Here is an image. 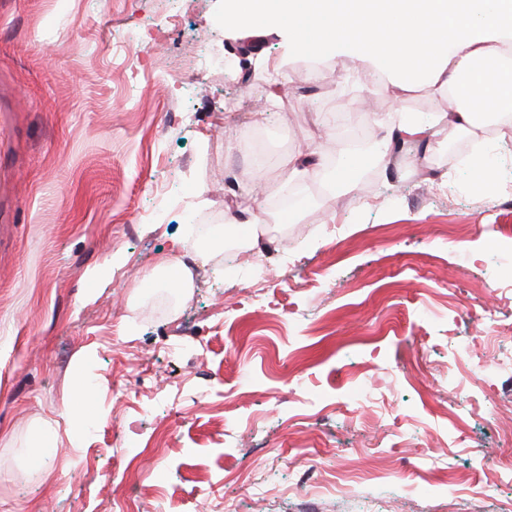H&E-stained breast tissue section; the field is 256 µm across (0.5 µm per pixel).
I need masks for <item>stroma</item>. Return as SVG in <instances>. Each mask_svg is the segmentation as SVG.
<instances>
[{"label": "stroma", "instance_id": "1", "mask_svg": "<svg viewBox=\"0 0 512 512\" xmlns=\"http://www.w3.org/2000/svg\"><path fill=\"white\" fill-rule=\"evenodd\" d=\"M223 16L0 0V512H512V145L446 128L404 145L416 166L354 159L347 192L313 173L231 269L199 258L188 213L249 233L224 222L250 206L228 176H261L268 203L298 150L352 124L377 139V111L449 108L348 57L310 79L278 28ZM239 48L287 70L280 97L226 66ZM256 133L271 165L225 158ZM475 141L484 194L448 155ZM166 255L187 297L156 279ZM84 402L93 420L64 417Z\"/></svg>", "mask_w": 512, "mask_h": 512}]
</instances>
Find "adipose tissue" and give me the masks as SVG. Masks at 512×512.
Listing matches in <instances>:
<instances>
[{
	"label": "adipose tissue",
	"instance_id": "ef3b65f1",
	"mask_svg": "<svg viewBox=\"0 0 512 512\" xmlns=\"http://www.w3.org/2000/svg\"><path fill=\"white\" fill-rule=\"evenodd\" d=\"M298 10L312 31L291 25L285 32L307 54L370 61L383 84L466 92L439 123L400 113L381 121L373 162L387 163L402 135L430 142L444 126L476 129L480 114L512 124V67L499 64L512 50V0H228L225 23L278 24L284 12Z\"/></svg>",
	"mask_w": 512,
	"mask_h": 512
}]
</instances>
